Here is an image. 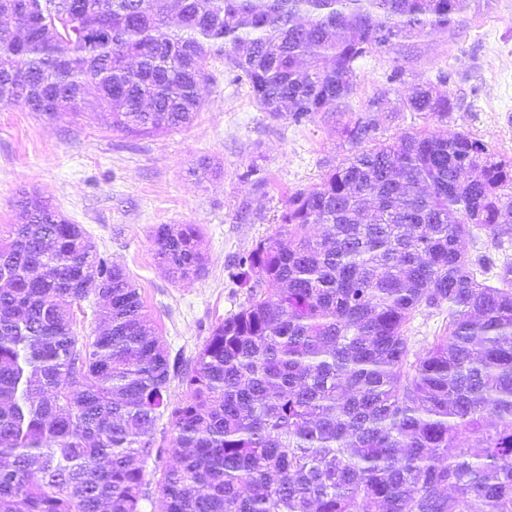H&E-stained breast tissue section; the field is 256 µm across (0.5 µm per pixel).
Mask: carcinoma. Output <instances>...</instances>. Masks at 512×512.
Instances as JSON below:
<instances>
[{
    "instance_id": "cac0c4a2",
    "label": "carcinoma",
    "mask_w": 512,
    "mask_h": 512,
    "mask_svg": "<svg viewBox=\"0 0 512 512\" xmlns=\"http://www.w3.org/2000/svg\"><path fill=\"white\" fill-rule=\"evenodd\" d=\"M473 2L177 0L173 17L170 0H0V104L92 100L116 130L171 132L219 56L301 123L354 93L359 60L464 29ZM402 107L455 103L423 86ZM342 134L350 154L238 259L245 302L188 369L122 265L19 201L0 238V512H144L153 484L165 512H512V263L492 285L462 247L475 229L512 241V159L463 133L382 140L368 116ZM153 240L171 278L204 269L195 225ZM92 292L105 304L80 335ZM445 306L446 333L411 353L413 317Z\"/></svg>"
}]
</instances>
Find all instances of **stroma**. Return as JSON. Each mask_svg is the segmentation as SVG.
Masks as SVG:
<instances>
[{"label":"stroma","mask_w":512,"mask_h":512,"mask_svg":"<svg viewBox=\"0 0 512 512\" xmlns=\"http://www.w3.org/2000/svg\"><path fill=\"white\" fill-rule=\"evenodd\" d=\"M357 73L354 94L336 111L300 124L262 110L220 59L209 64L192 121L167 134L113 130L92 101L56 117L0 105V230L21 222L23 195L46 199L126 269L170 355L191 362L246 299L233 276L238 258L276 233L292 193L348 155L341 128L374 97L385 98L374 115L384 136L460 132L512 156V0L469 12L464 33L367 56ZM428 83L452 95L454 112L438 120L399 111ZM161 224L198 226L202 277L174 281L158 266L152 232Z\"/></svg>","instance_id":"1"}]
</instances>
